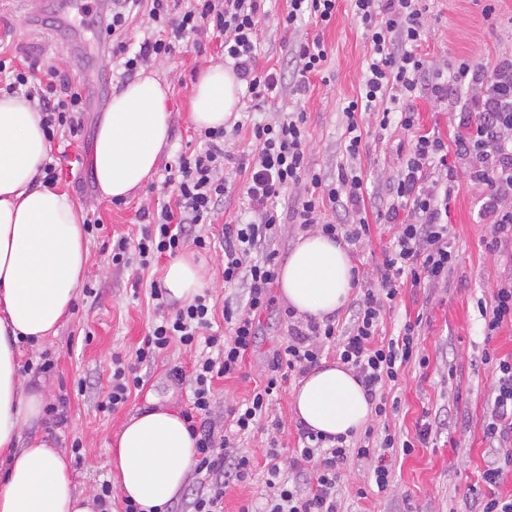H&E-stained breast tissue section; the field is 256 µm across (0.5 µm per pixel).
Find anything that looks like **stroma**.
Returning a JSON list of instances; mask_svg holds the SVG:
<instances>
[{"instance_id":"stroma-1","label":"stroma","mask_w":512,"mask_h":512,"mask_svg":"<svg viewBox=\"0 0 512 512\" xmlns=\"http://www.w3.org/2000/svg\"><path fill=\"white\" fill-rule=\"evenodd\" d=\"M489 4L495 7V17L490 21L483 15ZM425 5L428 32L420 52L430 74L452 75L462 59L490 70L500 60L512 57V0H426ZM287 6V0L264 2L257 51L259 68L287 69L295 45L318 36L328 50L325 74L312 77L302 97L286 84L276 100L260 108H252L248 99H241L232 119L244 123L251 119L273 121L279 113L302 108L309 133L307 165L323 180L331 181L344 160L343 108L359 92L368 46L349 0H338L335 21L322 31L309 22L289 30L283 28L281 20ZM0 37L8 41L7 54L23 56L41 69L58 67L69 79L81 83L86 99L81 130L74 136L56 135L51 149L61 159L59 186L74 202L99 213L106 227L105 234L87 239L94 272L86 284L94 288L95 294H78L71 315L56 335L39 348H24L22 372L27 387L43 391L49 403L66 397L68 422L54 427L43 419L25 428L22 435L47 434L64 448L80 441L83 458L72 463L74 483L78 491L95 492L102 482L112 479L111 445L125 421L150 407L164 406L180 413L186 410L190 387L176 384L169 372L176 366L190 369L198 352L172 345L154 363L139 366L143 384L132 391L122 408L110 414L99 411L98 405L109 390L113 357L134 361L137 348L158 315L149 297V283L164 278L170 262L169 257L159 258L147 273L140 272L134 263L113 266L107 236L115 233L136 238L141 230L137 211L155 205L158 194L145 186L119 205L98 197L91 165L96 133L113 94L125 87L127 79L113 60L111 47L97 44L92 27L81 25L63 0H5L0 5ZM223 40V35L211 30L203 35L201 44L185 43L173 56L152 62L155 75L172 85L169 148L162 154L161 164H172L179 155L200 149L199 131L190 120V102L199 73L223 61ZM466 99L465 93L455 91L444 101L428 97L412 100L410 106L419 115L418 131L435 132L445 142L454 143L462 132L459 117L466 108ZM413 134L397 125L383 131L372 124L364 130L356 165L364 178L367 206L384 209L387 181L401 168ZM249 150L247 132L231 138L232 159L224 168V176L234 192L212 226L217 236L215 244L194 256L208 271L207 289L217 312L214 329L220 333L225 330V303L241 307L247 299L245 288L224 284V243L219 234L222 225L243 216L238 192L246 175L238 164ZM455 164L461 185L448 205V238L456 262L447 280L437 287L421 291L403 286L397 298L385 306L378 326L381 339L387 340L397 336L406 321L420 319L418 345L428 357L429 366L422 369L408 365L396 385L386 386V397L397 399L398 408L386 417L372 418L370 425L375 436L389 433L403 439L414 437L424 422L439 417L443 423L432 430L426 446L407 455L397 451L389 456L392 482L387 491L378 490L367 460L350 458L341 471L338 487L340 512L471 510L469 488L480 479L488 446L483 420L492 375L482 357L488 350L499 356L512 355V327L485 336L479 308L491 305L497 285L512 279V265L491 248L490 226L482 210L486 190L468 179L472 159L462 157ZM393 233V225L375 220L369 241L351 247L360 279L372 281ZM284 310L283 300L275 299L273 311L264 316L261 335L241 370L231 378L215 381L216 422H223L228 409L250 398L255 386L265 379L274 351L288 339ZM45 352L56 362L54 371L46 375L35 370ZM298 382L295 376L288 379L273 401L272 413L280 421L279 429L263 426L240 441V449L254 456L256 468L246 483L225 489L223 512H241L245 505L264 502L269 445L279 450L281 479L294 478L291 456L298 446L299 431L292 399Z\"/></svg>"}]
</instances>
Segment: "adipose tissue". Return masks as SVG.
Here are the masks:
<instances>
[{
    "instance_id": "obj_1",
    "label": "adipose tissue",
    "mask_w": 512,
    "mask_h": 512,
    "mask_svg": "<svg viewBox=\"0 0 512 512\" xmlns=\"http://www.w3.org/2000/svg\"><path fill=\"white\" fill-rule=\"evenodd\" d=\"M169 83L143 74L113 96L98 126L92 167L99 195L127 198L150 178L169 143ZM241 82L232 69L205 68L194 86L191 119L217 128L235 112ZM48 142L39 112L0 97V512H96L76 493L68 455L42 436L20 447L22 429L43 415V393L27 389L20 349L55 335L70 315L76 290L90 273L83 209L60 187L39 179ZM354 266L343 241L314 232L301 237L281 267L280 295L296 316L322 322L347 302ZM193 257L168 266L164 286L191 302L207 284ZM297 422L324 435L359 432L372 406L352 369L322 362L293 395ZM196 440L183 417L166 407L130 417L109 461L123 496L142 512H163L189 482Z\"/></svg>"
}]
</instances>
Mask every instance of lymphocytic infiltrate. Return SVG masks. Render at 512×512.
<instances>
[{
	"instance_id": "lymphocytic-infiltrate-1",
	"label": "lymphocytic infiltrate",
	"mask_w": 512,
	"mask_h": 512,
	"mask_svg": "<svg viewBox=\"0 0 512 512\" xmlns=\"http://www.w3.org/2000/svg\"><path fill=\"white\" fill-rule=\"evenodd\" d=\"M263 0H112V9L96 31L98 40H111L113 57L123 58L124 73L134 78L143 65L172 56L181 42L214 28L224 35L225 59L231 60L237 77L246 85L254 105L275 98L283 77L277 70L257 66V44ZM337 0H288L282 18L285 28L308 20L326 28L336 19ZM352 15L363 30L369 47L366 71L359 93L343 109L346 163L340 164L335 181L328 182L306 165L308 132L306 116L286 112L272 123H252L250 138L255 149L247 157L248 178L241 195L252 218L244 224H227L224 239V283L245 285L244 308L225 306V337L212 330L210 293L197 295L192 303L168 312L167 290L160 281L150 284V297L161 314L151 325L135 363L121 357L112 360V385L100 403L103 412L122 407L131 390L140 386L138 365L155 361L172 343L185 347L206 346L190 372L172 369L176 383L190 382L192 400L183 414L197 439L196 474L210 478L208 491L197 492L192 512H223L224 490L229 483L244 482L252 474L250 455L234 451L235 438L251 433L260 424L277 426L269 406L289 374H304L317 366L325 343L336 342L339 358L352 368L376 416L389 412L387 397L381 391L397 382L411 363L427 367L428 360L418 347L415 333L418 322H406L395 339L377 343L375 336L385 302L394 300L403 285L431 288L445 280L456 255L448 244V202L455 192L456 173L449 154L472 156L479 165L471 174L473 182L486 188L485 210L491 219L494 242L512 243V206L504 200L512 190V140L505 130L512 129V113L497 111L481 89L486 71L469 61L458 64L453 83L472 89L470 106L463 120L465 132L454 145L441 137L421 134L413 139L405 163L388 187L389 204L384 213L387 223L396 227L384 261L376 270L379 289L366 288L357 302L352 324L345 336H337L333 322H291L288 340L275 350L270 373L252 396L230 409L231 433H216L209 417L212 413L214 382L235 375L260 333L263 315L273 304L271 289L279 277L274 240L280 216L274 203L288 188L304 185L294 201L293 214L300 228L319 227L331 238H344L356 244L370 233L361 175L351 164L362 146L364 118H371L379 129L399 123L414 129L418 114L408 100L429 96L440 100L448 95V85L430 78L419 48L427 32L426 9L421 0H351ZM147 13L161 35L145 37L131 46L126 34L139 13ZM327 48L321 38L298 43L293 50L292 85L296 95H305L311 77L320 75L327 61ZM31 63L15 64L0 57V85L8 94L22 96L42 117L47 137L57 133L76 134L82 126L84 99L80 86L64 79L57 67H47L35 77ZM202 151L179 156L167 165L164 187L172 188L173 203L160 210L141 211L144 227L139 238L119 235L112 239V263L125 266L138 263L146 269L164 256H175L187 247L206 250L211 240L205 226L211 225L231 194L224 176L230 153L226 148V128L201 131ZM342 208L349 216L346 224L323 221L326 207ZM494 383L490 391V411L484 419V435L489 442L481 472L484 490H473L475 512H512V495H499L497 488L505 472L512 470V356L484 354ZM430 425H423L415 438L400 440L385 434L364 445H351L344 437L328 439L309 428L299 430L301 446L292 459L294 481L279 477V453L269 449L267 487L263 506L242 512H340L338 486L340 470L350 457L368 460L379 490L390 485L386 450L399 448L411 453L416 444L426 443Z\"/></svg>"
}]
</instances>
